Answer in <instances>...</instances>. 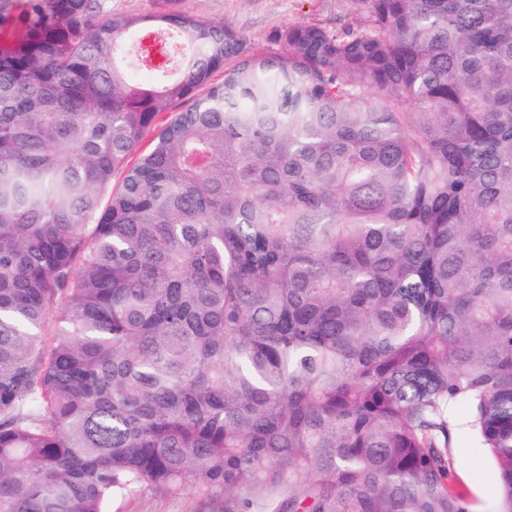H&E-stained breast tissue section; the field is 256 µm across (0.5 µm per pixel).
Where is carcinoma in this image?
Returning <instances> with one entry per match:
<instances>
[{"label": "carcinoma", "instance_id": "cac0c4a2", "mask_svg": "<svg viewBox=\"0 0 512 512\" xmlns=\"http://www.w3.org/2000/svg\"><path fill=\"white\" fill-rule=\"evenodd\" d=\"M361 2L0 0V512H474L460 403L512 512V0ZM112 12L150 15L161 7L198 15L232 29L259 47L276 51V31L291 24H316L336 30L352 24L363 7L360 0H112ZM224 512V500L206 501L193 489L170 496L146 490L135 498L114 502L112 512Z\"/></svg>", "mask_w": 512, "mask_h": 512}]
</instances>
